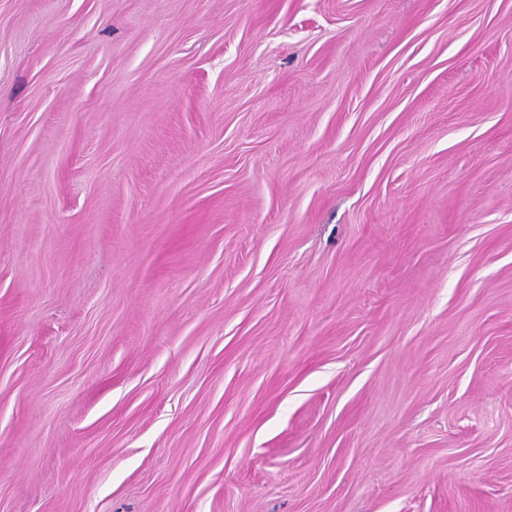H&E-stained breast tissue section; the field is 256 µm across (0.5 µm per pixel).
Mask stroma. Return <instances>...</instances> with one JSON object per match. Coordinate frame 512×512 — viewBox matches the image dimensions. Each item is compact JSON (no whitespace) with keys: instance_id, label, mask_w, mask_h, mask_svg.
<instances>
[{"instance_id":"35a3bbf8","label":"stroma","mask_w":512,"mask_h":512,"mask_svg":"<svg viewBox=\"0 0 512 512\" xmlns=\"http://www.w3.org/2000/svg\"><path fill=\"white\" fill-rule=\"evenodd\" d=\"M0 512H512V0H0Z\"/></svg>"}]
</instances>
